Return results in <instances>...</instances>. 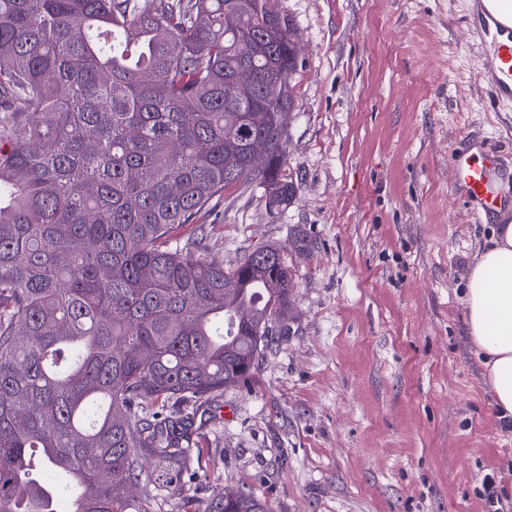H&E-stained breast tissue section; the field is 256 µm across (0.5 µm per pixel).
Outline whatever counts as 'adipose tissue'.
I'll list each match as a JSON object with an SVG mask.
<instances>
[{
    "label": "adipose tissue",
    "mask_w": 512,
    "mask_h": 512,
    "mask_svg": "<svg viewBox=\"0 0 512 512\" xmlns=\"http://www.w3.org/2000/svg\"><path fill=\"white\" fill-rule=\"evenodd\" d=\"M465 322L483 355L495 411L512 417V224L481 246L464 290Z\"/></svg>",
    "instance_id": "obj_1"
}]
</instances>
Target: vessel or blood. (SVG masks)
Returning <instances> with one entry per match:
<instances>
[{
	"instance_id": "obj_1",
	"label": "vessel or blood",
	"mask_w": 512,
	"mask_h": 512,
	"mask_svg": "<svg viewBox=\"0 0 512 512\" xmlns=\"http://www.w3.org/2000/svg\"><path fill=\"white\" fill-rule=\"evenodd\" d=\"M494 0H473L471 30L487 52L484 80L496 98L512 99V20L502 21ZM450 163L455 179L451 195L478 219L496 224L512 222V180L504 177L489 141H470L453 152Z\"/></svg>"
}]
</instances>
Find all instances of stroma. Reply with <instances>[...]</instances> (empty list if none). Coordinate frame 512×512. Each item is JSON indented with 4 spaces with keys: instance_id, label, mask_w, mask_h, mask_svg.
I'll return each mask as SVG.
<instances>
[{
    "instance_id": "35a3bbf8",
    "label": "stroma",
    "mask_w": 512,
    "mask_h": 512,
    "mask_svg": "<svg viewBox=\"0 0 512 512\" xmlns=\"http://www.w3.org/2000/svg\"><path fill=\"white\" fill-rule=\"evenodd\" d=\"M472 0H278L302 53L290 79L291 204L262 189L204 218L213 251L289 255L292 318L248 383L197 416L196 479L153 512H207L239 485L269 512H488L512 502V429L492 406L463 288L491 231L448 191L461 136L512 168V103L495 104L468 32Z\"/></svg>"
}]
</instances>
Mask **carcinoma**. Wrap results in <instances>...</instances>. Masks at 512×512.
<instances>
[{"label": "carcinoma", "instance_id": "carcinoma-1", "mask_svg": "<svg viewBox=\"0 0 512 512\" xmlns=\"http://www.w3.org/2000/svg\"><path fill=\"white\" fill-rule=\"evenodd\" d=\"M269 2L0 0V512L71 477L73 512H152L145 463L186 464L194 411L288 334L282 248L226 266L180 234L231 190L296 197ZM208 512L266 509L226 486Z\"/></svg>", "mask_w": 512, "mask_h": 512}]
</instances>
